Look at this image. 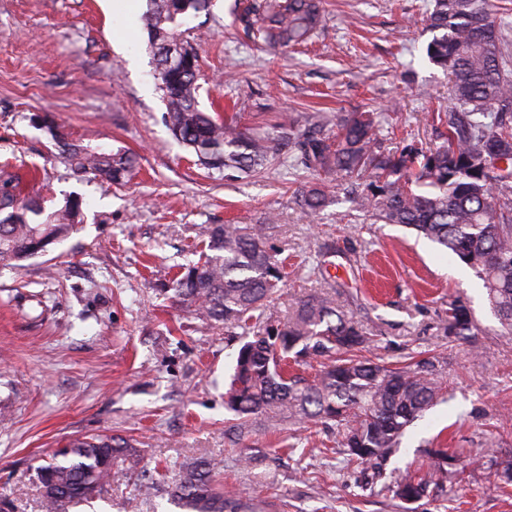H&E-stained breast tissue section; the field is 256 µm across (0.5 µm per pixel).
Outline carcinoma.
I'll list each match as a JSON object with an SVG mask.
<instances>
[{
	"label": "carcinoma",
	"instance_id": "obj_1",
	"mask_svg": "<svg viewBox=\"0 0 512 512\" xmlns=\"http://www.w3.org/2000/svg\"><path fill=\"white\" fill-rule=\"evenodd\" d=\"M209 0H147L142 14L157 79L166 104V126L174 139L209 169L259 175L288 152L309 173L331 181L364 175L366 189L353 206L384 224L411 228L448 251L481 277L503 336L512 335V57L507 46L508 13L492 0H434L427 16L433 33L429 59L448 74V110L435 119L447 125L442 145L385 151L378 138L381 115L336 116V135L316 134L317 114L292 119L273 131L254 132L199 108L198 56L184 40L185 19ZM323 20L322 0H255L239 16L253 40L287 48L307 42ZM184 55L165 65L164 46ZM78 174L122 184L135 168L126 152L67 147ZM12 177L0 180V262L18 263L70 234L81 214L70 200L44 214L41 205L14 194ZM303 209L316 216L328 197L318 186L297 191ZM278 215L264 224H211L199 260L174 281L179 302L228 339L241 338L224 405L237 417L228 435L238 442L258 423L275 431L285 423H325L336 430L347 461L371 467L393 497L421 498L448 478L443 450L432 452L423 473L387 471L407 427L448 396L445 363L433 357L402 364L358 356L370 337L338 310L328 294L315 295L286 320L263 321L267 303L283 279L267 240ZM444 334L467 339L477 326L460 300L448 302ZM255 336H250V333ZM308 358L323 359L311 382L291 371ZM136 466L135 449L122 437H91L52 453L38 468L43 512H70L103 486ZM221 465L212 458L179 466L168 486L181 512H242L216 483Z\"/></svg>",
	"mask_w": 512,
	"mask_h": 512
}]
</instances>
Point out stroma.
I'll return each mask as SVG.
<instances>
[{"instance_id": "stroma-1", "label": "stroma", "mask_w": 512, "mask_h": 512, "mask_svg": "<svg viewBox=\"0 0 512 512\" xmlns=\"http://www.w3.org/2000/svg\"><path fill=\"white\" fill-rule=\"evenodd\" d=\"M112 2L0 0V173L20 177L45 211L76 196L83 214L67 239L0 265V512H42L38 466L92 435L130 440L140 469L73 512H175L166 482L194 457L220 459L225 494L255 512H512V484L500 478L512 459V337L500 335L475 271L353 209V181L327 184L314 217L294 198L309 173L197 165L164 122L146 32L118 40ZM249 2L211 0L189 23L204 111L246 101L240 125L262 132L304 113L373 110L389 117L386 150L442 143L432 112L448 105V77L426 55L431 0H326L311 44L286 52L258 48L236 22ZM61 140L134 154L138 171L123 186L78 175ZM270 210L284 279L265 319L328 292L372 338L370 358L445 361L449 399L407 428L388 464L424 469L428 449H448L461 473L443 488L407 503L365 485L320 425L227 438L240 343L164 287L197 262L207 225L260 224ZM452 298L470 308L476 336L444 335Z\"/></svg>"}]
</instances>
